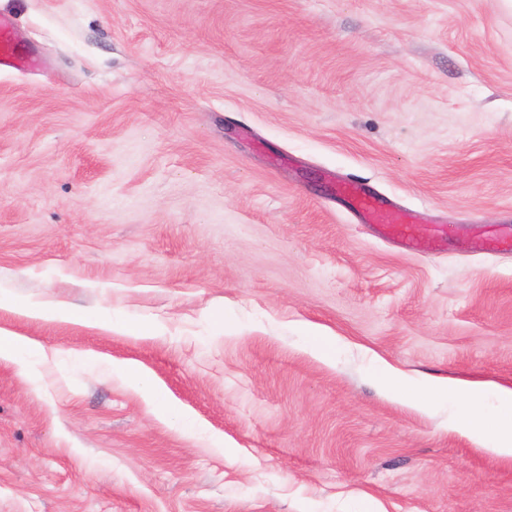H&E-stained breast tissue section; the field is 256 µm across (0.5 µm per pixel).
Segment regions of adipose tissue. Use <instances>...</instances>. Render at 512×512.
<instances>
[{
    "instance_id": "ef3b65f1",
    "label": "adipose tissue",
    "mask_w": 512,
    "mask_h": 512,
    "mask_svg": "<svg viewBox=\"0 0 512 512\" xmlns=\"http://www.w3.org/2000/svg\"><path fill=\"white\" fill-rule=\"evenodd\" d=\"M18 314L44 321L89 323L111 330V319L85 316L63 303H27L15 307ZM375 376L395 398L425 411L444 410L449 428L464 432L499 456L512 458V385L456 377H424L415 381L388 364L375 366Z\"/></svg>"
}]
</instances>
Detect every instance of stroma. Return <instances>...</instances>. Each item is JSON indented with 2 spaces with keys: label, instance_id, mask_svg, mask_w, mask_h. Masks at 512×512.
I'll list each match as a JSON object with an SVG mask.
<instances>
[{
  "label": "stroma",
  "instance_id": "obj_1",
  "mask_svg": "<svg viewBox=\"0 0 512 512\" xmlns=\"http://www.w3.org/2000/svg\"><path fill=\"white\" fill-rule=\"evenodd\" d=\"M0 512H512V459L373 379L512 383L503 0H0ZM417 212L378 238L328 176ZM338 338L326 362L305 330ZM164 394L148 403L114 368ZM175 408L198 432L169 422ZM21 58L22 54L12 40L9 21L0 17V65L12 66L15 62L26 63ZM9 307L18 314L44 321H63L84 324L93 328L110 330L116 325L112 318L97 317L93 320H86L85 316L73 310L64 303H27L19 306L11 305L10 299L5 295L2 299L0 291V308ZM0 358L20 361L25 364L43 362L48 358L44 348L34 340L21 338L0 330Z\"/></svg>",
  "mask_w": 512,
  "mask_h": 512
}]
</instances>
